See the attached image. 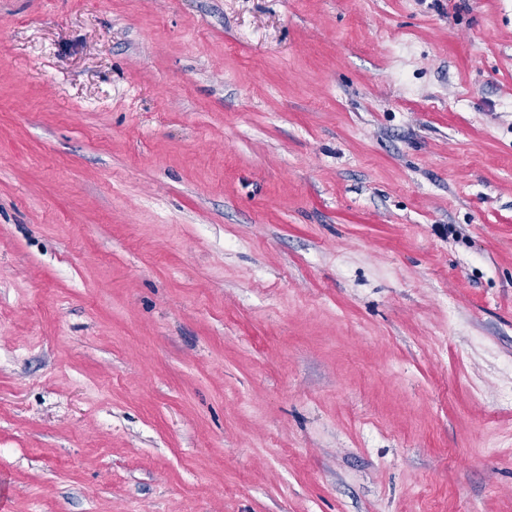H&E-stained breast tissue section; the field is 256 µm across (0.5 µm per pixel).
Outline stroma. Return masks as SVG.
Listing matches in <instances>:
<instances>
[{"label":"stroma","mask_w":512,"mask_h":512,"mask_svg":"<svg viewBox=\"0 0 512 512\" xmlns=\"http://www.w3.org/2000/svg\"><path fill=\"white\" fill-rule=\"evenodd\" d=\"M9 512H512V0H0Z\"/></svg>","instance_id":"35a3bbf8"}]
</instances>
